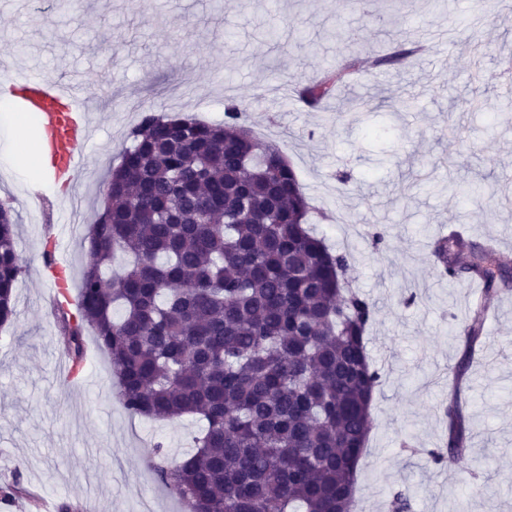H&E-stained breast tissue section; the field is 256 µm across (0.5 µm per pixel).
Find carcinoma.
<instances>
[{
  "instance_id": "cac0c4a2",
  "label": "carcinoma",
  "mask_w": 512,
  "mask_h": 512,
  "mask_svg": "<svg viewBox=\"0 0 512 512\" xmlns=\"http://www.w3.org/2000/svg\"><path fill=\"white\" fill-rule=\"evenodd\" d=\"M357 67H326L301 98L319 104ZM242 112L231 100L224 123L205 124L143 111L89 231L78 294L59 298L67 353L83 362L89 330L130 415L205 422L173 464L155 444L152 469L184 512H350L379 379L364 342L375 305L346 288L347 255L305 224L309 202L281 151L240 139ZM16 224L0 204V326L23 271ZM118 254L130 261L109 276ZM434 254L448 278L483 284L459 377L482 338L483 302L512 276L460 234ZM443 413L446 446L430 458L447 467L467 447L460 391Z\"/></svg>"
}]
</instances>
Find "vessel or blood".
I'll return each mask as SVG.
<instances>
[{"instance_id":"1","label":"vessel or blood","mask_w":512,"mask_h":512,"mask_svg":"<svg viewBox=\"0 0 512 512\" xmlns=\"http://www.w3.org/2000/svg\"><path fill=\"white\" fill-rule=\"evenodd\" d=\"M0 94L12 98L18 110L37 116L50 176L57 180L76 177L85 166L82 149L95 135L91 104L73 87L34 73L0 80Z\"/></svg>"}]
</instances>
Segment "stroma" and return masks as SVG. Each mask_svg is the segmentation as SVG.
<instances>
[{
    "mask_svg": "<svg viewBox=\"0 0 512 512\" xmlns=\"http://www.w3.org/2000/svg\"><path fill=\"white\" fill-rule=\"evenodd\" d=\"M55 0L50 11L0 0V76L27 70L75 85L98 106V138L84 147L85 171L70 195L29 191L37 171L0 157V200L13 203L26 265L16 315L0 328V485L20 478L28 497L67 501L76 512H182L145 465L158 440L171 461L190 447L192 418L131 417L116 395L106 354L85 342V379L61 384L57 322L44 308L55 278L38 247L55 236L71 289L90 263L83 238L97 218L113 166L139 110L215 124L227 101L249 103L246 124L276 145L296 171L312 210L307 222L351 255L347 277L375 302L367 351L380 373L372 430L355 492L360 512H390L397 491L410 512H512V288L486 336L492 360L466 350L454 328L482 286L442 276L432 244L449 225L475 242L512 241V0ZM283 19L278 41L261 27ZM234 31L226 41L225 31ZM418 31L446 34L443 55L380 68L376 59L409 46ZM360 61L358 81L311 108L297 88L325 62ZM354 98L373 102L356 112ZM486 186L482 207L455 194ZM470 361L461 385L469 447L454 469L429 452L446 423L448 373Z\"/></svg>",
    "mask_w": 512,
    "mask_h": 512,
    "instance_id": "obj_1",
    "label": "stroma"
}]
</instances>
